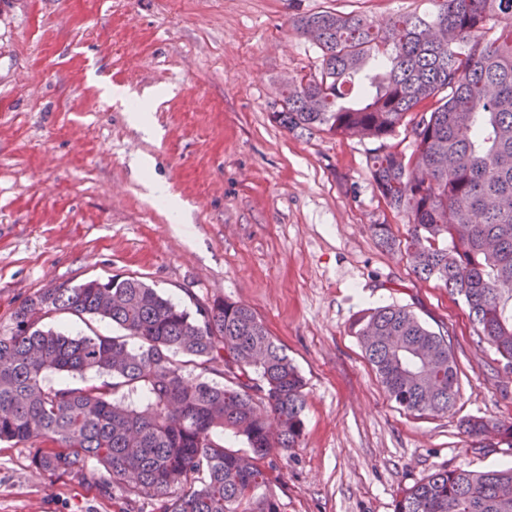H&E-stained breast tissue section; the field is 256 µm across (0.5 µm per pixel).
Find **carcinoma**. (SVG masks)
Returning <instances> with one entry per match:
<instances>
[{
  "label": "carcinoma",
  "instance_id": "1",
  "mask_svg": "<svg viewBox=\"0 0 512 512\" xmlns=\"http://www.w3.org/2000/svg\"><path fill=\"white\" fill-rule=\"evenodd\" d=\"M379 27L360 13L292 19L319 69L285 81L272 119L290 131L383 141L403 127L411 153L381 147L369 171L384 203L407 218L414 272L462 297L469 318L512 371V0H432ZM380 242L397 239L373 224ZM57 311L90 315L140 340L67 335L42 325ZM389 398L446 413L459 396L448 340L389 305L353 324ZM438 357L433 374L407 349ZM230 384L184 380V365ZM110 382L54 387L50 374ZM305 382L253 311L228 299L191 312L138 276L46 288L0 329V443L29 444L48 475L101 468V486L159 512H280L270 491L275 448L305 430ZM248 448L224 447V432ZM464 434L512 444V422L472 416ZM394 512H512V467L441 468L405 488Z\"/></svg>",
  "mask_w": 512,
  "mask_h": 512
}]
</instances>
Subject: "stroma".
<instances>
[{"label": "stroma", "instance_id": "1", "mask_svg": "<svg viewBox=\"0 0 512 512\" xmlns=\"http://www.w3.org/2000/svg\"><path fill=\"white\" fill-rule=\"evenodd\" d=\"M384 24L431 0H0V327L47 288L135 275L186 308L248 306L305 381L299 447L274 454L281 512H393L439 468L512 464L460 423L512 421V372L468 309L416 276L372 225L406 240L367 160L373 140L290 132L271 118L283 79L319 53L291 26L323 9ZM117 86L123 95L103 97ZM150 156L138 170L136 154ZM166 184L175 213L148 197ZM396 304L450 341L448 413L390 400L350 327ZM0 444V512H127L120 493L40 473ZM158 512L152 501L133 505Z\"/></svg>", "mask_w": 512, "mask_h": 512}]
</instances>
